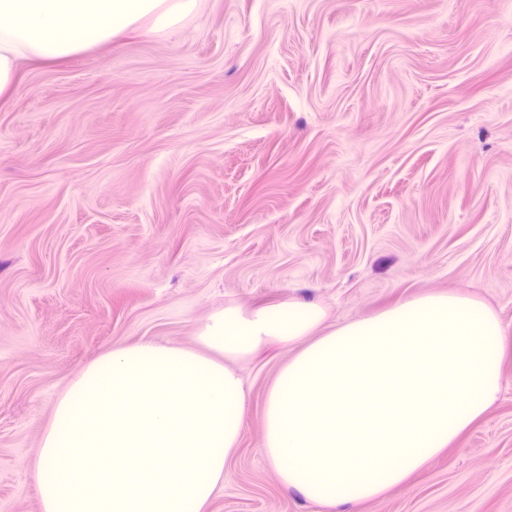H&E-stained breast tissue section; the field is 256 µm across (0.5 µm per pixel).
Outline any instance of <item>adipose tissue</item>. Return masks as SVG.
<instances>
[{
  "label": "adipose tissue",
  "mask_w": 512,
  "mask_h": 512,
  "mask_svg": "<svg viewBox=\"0 0 512 512\" xmlns=\"http://www.w3.org/2000/svg\"><path fill=\"white\" fill-rule=\"evenodd\" d=\"M197 0H0V103L21 63L51 65L144 30ZM288 299L225 306L185 348L143 341L92 360L56 404L35 462L43 512H207L247 397L231 366L295 347L276 373L263 453L309 501L353 512L403 484L482 417L503 386L505 329L481 299L429 293L327 325Z\"/></svg>",
  "instance_id": "ef3b65f1"
}]
</instances>
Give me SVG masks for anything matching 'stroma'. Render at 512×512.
<instances>
[{
  "instance_id": "stroma-1",
  "label": "stroma",
  "mask_w": 512,
  "mask_h": 512,
  "mask_svg": "<svg viewBox=\"0 0 512 512\" xmlns=\"http://www.w3.org/2000/svg\"><path fill=\"white\" fill-rule=\"evenodd\" d=\"M473 295L512 341V0H201L23 65L0 107V512H42L53 410L95 357L193 348L305 298L328 324ZM293 348L237 360L239 445L209 512H329L262 453ZM485 415L358 512H512V352Z\"/></svg>"
}]
</instances>
